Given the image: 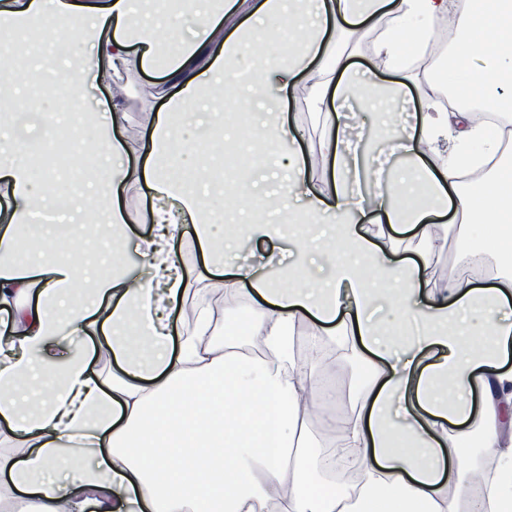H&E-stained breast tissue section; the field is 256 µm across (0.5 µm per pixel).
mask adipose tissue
I'll return each mask as SVG.
<instances>
[{
    "mask_svg": "<svg viewBox=\"0 0 512 512\" xmlns=\"http://www.w3.org/2000/svg\"><path fill=\"white\" fill-rule=\"evenodd\" d=\"M239 0H0V96L22 83L32 32L57 41L80 29L87 48L55 92L85 111L84 90L102 71L161 67L146 91L159 103L149 136L120 138L128 115L110 100L96 112L99 151L112 158L90 187L106 200L96 233L104 252L75 240L83 213L34 223L36 186L28 150L0 135V496L21 512H512V167L504 130L448 111L428 93L411 109V52L425 50L444 20L456 38L451 65L478 89L484 109L512 112V0H255L226 26ZM288 23V51L268 56L266 22ZM368 35L374 69L398 74L391 88L405 113L394 151L412 161L369 202L350 178L365 165L354 144L352 92L373 105L375 81L354 71L345 45ZM307 81L317 153L305 129L285 121L284 95ZM259 103V130L282 150L288 175L254 215L253 183H217L209 169L186 179L173 162L181 126L215 92ZM330 170L318 178L313 156ZM482 172L475 190L464 175ZM138 189L149 227L136 250L150 269L132 278L125 251L109 246L128 222ZM239 202L248 222L215 238L219 202ZM495 232L493 283L462 271L457 253L445 283L429 257L447 240L445 216ZM424 245L419 260L393 263L382 244L397 227ZM206 262L194 274L181 250L185 228ZM232 308L223 329L211 317L212 275ZM258 345L240 352L234 335ZM345 356L351 409L328 414L318 391L325 359L301 355L298 337ZM116 365L110 376L93 369ZM490 472L468 465L471 440ZM352 455L358 483L344 491L320 467L327 449ZM70 470L65 484L54 473Z\"/></svg>",
    "mask_w": 512,
    "mask_h": 512,
    "instance_id": "adipose-tissue-1",
    "label": "adipose tissue"
}]
</instances>
